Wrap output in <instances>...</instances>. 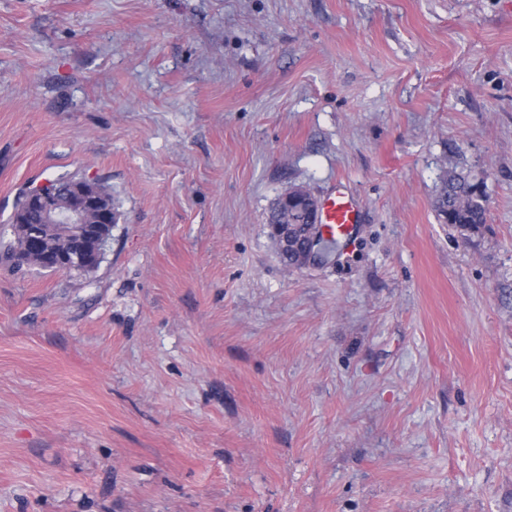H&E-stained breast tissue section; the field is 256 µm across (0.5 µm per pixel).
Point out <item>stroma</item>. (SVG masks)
I'll use <instances>...</instances> for the list:
<instances>
[{
	"mask_svg": "<svg viewBox=\"0 0 512 512\" xmlns=\"http://www.w3.org/2000/svg\"><path fill=\"white\" fill-rule=\"evenodd\" d=\"M60 176L119 218L0 259V512H512V0H0V225ZM439 218L464 230H476L486 223L485 197L464 177L449 175L436 200ZM314 200V197L305 187L298 186L282 194L278 198V203L280 207L288 210L289 207H302L305 203ZM267 223L272 224L269 225L270 235L279 247L288 249V246H291L297 251L299 268L319 264L320 256L317 250V237L314 229L319 227V224H309L311 226L310 233L309 237L305 240L290 241L292 230L297 226L306 224L305 216L302 212L297 210L285 212L273 207L268 215ZM322 238L331 244L343 246L356 237L360 215L353 197L342 187L331 189L320 200Z\"/></svg>",
	"mask_w": 512,
	"mask_h": 512,
	"instance_id": "1",
	"label": "stroma"
}]
</instances>
